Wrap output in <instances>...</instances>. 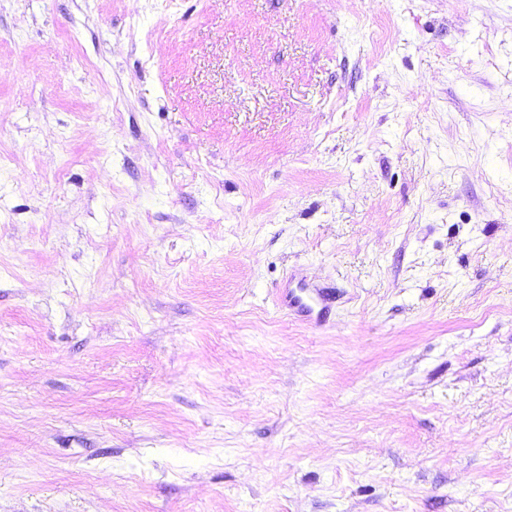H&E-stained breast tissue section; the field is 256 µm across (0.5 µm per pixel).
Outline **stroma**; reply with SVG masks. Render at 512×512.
<instances>
[{"mask_svg": "<svg viewBox=\"0 0 512 512\" xmlns=\"http://www.w3.org/2000/svg\"><path fill=\"white\" fill-rule=\"evenodd\" d=\"M0 512H512V0H0ZM281 304L288 313L316 325L325 322L330 309L322 288L299 283L295 288L285 287Z\"/></svg>", "mask_w": 512, "mask_h": 512, "instance_id": "1", "label": "stroma"}]
</instances>
